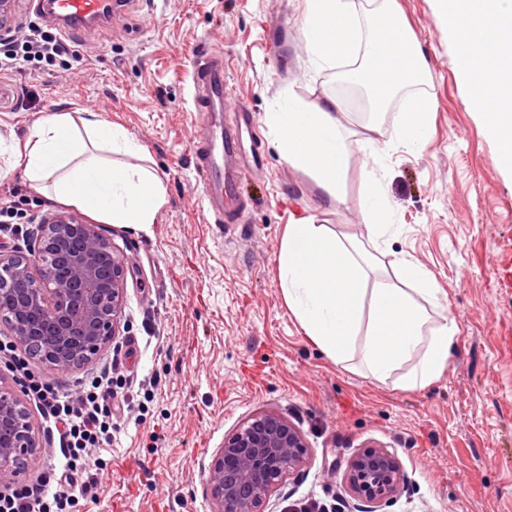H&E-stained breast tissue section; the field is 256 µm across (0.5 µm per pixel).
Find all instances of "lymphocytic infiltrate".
<instances>
[{
  "instance_id": "obj_1",
  "label": "lymphocytic infiltrate",
  "mask_w": 512,
  "mask_h": 512,
  "mask_svg": "<svg viewBox=\"0 0 512 512\" xmlns=\"http://www.w3.org/2000/svg\"><path fill=\"white\" fill-rule=\"evenodd\" d=\"M60 57L77 61L81 53L62 39L31 28L0 51V65L17 70L34 61ZM2 358L25 379L29 396L58 442L60 461L37 484L0 496V512H73L80 497L97 483L90 469V455L92 449L112 442V397L122 381L101 375L74 397L35 375L9 343H0Z\"/></svg>"
}]
</instances>
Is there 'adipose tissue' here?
<instances>
[{
    "label": "adipose tissue",
    "mask_w": 512,
    "mask_h": 512,
    "mask_svg": "<svg viewBox=\"0 0 512 512\" xmlns=\"http://www.w3.org/2000/svg\"><path fill=\"white\" fill-rule=\"evenodd\" d=\"M441 2V16L460 45L469 103L501 144L504 163L512 166V0ZM368 15L379 31L370 39L353 0H305L303 35L309 68L319 73L345 67L346 81L379 111L400 90L420 83L428 64L388 4L372 7ZM431 116L429 98H407L394 115V138L382 142L377 123L353 131L349 113L332 92L308 103L286 92L264 114L282 158L310 174L330 202L344 200L349 137L368 150L365 236L299 218L283 237L278 279L311 345L339 364L360 351L365 378L383 382L394 376L405 390L439 382L458 340L455 321L426 307L444 294L432 274L404 257L387 260L380 246L394 224L381 155L424 146ZM141 151L132 133L97 113L54 114L36 121L24 141L11 144L0 181L19 169L47 199L97 221L150 225L168 197L156 170L137 164Z\"/></svg>",
    "instance_id": "1"
}]
</instances>
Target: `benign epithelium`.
I'll return each mask as SVG.
<instances>
[{"instance_id": "obj_1", "label": "benign epithelium", "mask_w": 512, "mask_h": 512, "mask_svg": "<svg viewBox=\"0 0 512 512\" xmlns=\"http://www.w3.org/2000/svg\"><path fill=\"white\" fill-rule=\"evenodd\" d=\"M33 246L0 253V323L13 346L54 371L92 362L119 335L126 261L96 224L73 215L44 217ZM39 443L27 403L0 372V487L18 482ZM307 445L287 418L267 412L241 423L207 467L212 512H265L273 492L300 469ZM405 480L398 458L373 448L350 463L351 493L390 500Z\"/></svg>"}]
</instances>
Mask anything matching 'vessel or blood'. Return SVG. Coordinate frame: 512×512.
I'll return each instance as SVG.
<instances>
[{
    "label": "vessel or blood",
    "mask_w": 512,
    "mask_h": 512,
    "mask_svg": "<svg viewBox=\"0 0 512 512\" xmlns=\"http://www.w3.org/2000/svg\"><path fill=\"white\" fill-rule=\"evenodd\" d=\"M131 0H31L35 14H47L66 36L75 30L125 13ZM198 93L195 109L212 118L207 136L194 152L195 163L204 176V197L216 219L228 217L237 208V186L246 173L237 161L235 128L224 124L225 64L222 55L204 53L197 61Z\"/></svg>",
    "instance_id": "1"
}]
</instances>
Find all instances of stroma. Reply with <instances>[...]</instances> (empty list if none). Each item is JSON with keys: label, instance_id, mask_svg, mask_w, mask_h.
Returning <instances> with one entry per match:
<instances>
[{"label": "stroma", "instance_id": "1", "mask_svg": "<svg viewBox=\"0 0 512 512\" xmlns=\"http://www.w3.org/2000/svg\"><path fill=\"white\" fill-rule=\"evenodd\" d=\"M429 71L412 93L434 103L433 133L415 153L385 155L397 225L389 250L420 263L449 295L459 329L453 370L426 390L370 381L306 341L278 282L288 224L312 215L343 232L365 231V150L349 142L344 202L328 205L314 179L285 162L263 123L271 100L292 91L309 102L335 90L340 69L306 67L303 0H155L74 38L81 60L0 72V142L24 139L42 117L83 109L135 135L167 189L150 226L108 224L129 272L120 334L92 363L47 380L77 389L121 362L129 390L112 400L103 489L80 512H211L205 469L226 435L276 412L296 425L308 462L270 499V512L309 500L361 512L346 487L354 456L371 446L397 455L406 481L379 512H512V170L481 114L439 0H392ZM211 48L230 63L224 122L248 109L244 154L257 168L238 193L237 222L209 213L193 150L195 59ZM30 97L28 110L17 97ZM32 219L59 204L21 178L0 182Z\"/></svg>", "mask_w": 512, "mask_h": 512}]
</instances>
